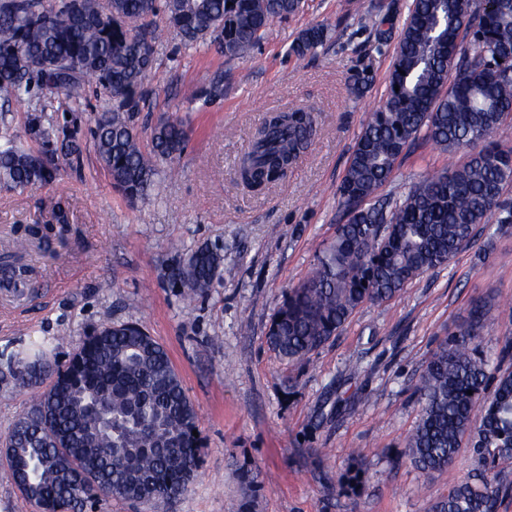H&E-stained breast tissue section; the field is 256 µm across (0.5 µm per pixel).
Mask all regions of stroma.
<instances>
[{
  "label": "stroma",
  "mask_w": 512,
  "mask_h": 512,
  "mask_svg": "<svg viewBox=\"0 0 512 512\" xmlns=\"http://www.w3.org/2000/svg\"><path fill=\"white\" fill-rule=\"evenodd\" d=\"M378 3L399 26L411 0H306L242 59L213 47L185 50L157 17L163 37L136 122L146 139L159 121L179 116L187 140L160 163L154 191L132 204L113 188L87 133L104 104L88 83L78 99L80 156L58 153L53 184L0 188V248L35 223L51 240L24 256L35 295L0 288V362L46 337L60 338L63 361L88 330L143 325L167 350L200 417L201 466L174 512H430L472 469L466 448L428 477L407 460L406 438L421 410L414 387L475 302L491 301L497 318L485 348L512 339V231L482 233L399 297L359 307L305 361L280 359L266 344L285 293L348 220L336 190L381 104L399 41L396 32L377 39L370 13ZM315 25L326 30L323 45L302 60L290 55L292 41ZM358 72L369 83L357 97L349 85ZM217 78L222 95L202 98ZM72 102L63 94L28 107L0 100V121L22 138L32 109L61 117ZM299 105L314 109L317 129L287 180L260 195L237 186V163L265 113ZM466 159V151L417 139L376 200L401 201L412 183ZM58 200L69 213L64 233L50 212ZM177 245L187 252L220 247V273L204 296L185 299L167 281ZM354 450L369 457L371 469L352 492L340 481Z\"/></svg>",
  "instance_id": "35a3bbf8"
}]
</instances>
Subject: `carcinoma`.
I'll use <instances>...</instances> for the list:
<instances>
[{
	"instance_id": "obj_1",
	"label": "carcinoma",
	"mask_w": 512,
	"mask_h": 512,
	"mask_svg": "<svg viewBox=\"0 0 512 512\" xmlns=\"http://www.w3.org/2000/svg\"><path fill=\"white\" fill-rule=\"evenodd\" d=\"M0 0V95L23 102L33 89L69 93L94 81L112 105L95 117L89 135L113 187L130 202L156 184L157 162L184 148L175 116L150 135L145 152L134 125L139 92L154 63L152 17L164 14L184 48L214 46L242 57L277 18L299 12L303 0ZM310 27L291 44L302 58L324 40ZM512 120V0H412L400 31L385 99L353 148L338 187L348 222L336 226L311 275L288 290L273 315L266 342L279 358L300 361L317 352L365 303L398 296L416 277L447 265L495 218L512 224V148L495 134ZM75 119L40 110L28 121L34 150L0 132V184L23 189L59 175L57 145L80 153ZM313 112L299 107L263 121L247 152L242 176L254 191L285 178L308 147ZM445 152L471 150L451 173L414 183L394 207L365 206L388 181L401 154L419 135ZM43 244L40 225L15 241L24 251ZM222 256L204 247L179 256L169 279L185 295L207 293ZM0 284L25 286L23 270L8 264ZM488 301L429 357L416 384L421 413L406 438L405 455L423 474L452 466L469 443L475 474L454 485L432 512H498L512 487L495 468L512 459V340L484 349L493 322ZM43 352L17 353L0 382L47 383L9 431L11 471L38 512H81L82 501L105 488L132 501L169 507L193 483L200 461L199 414L167 351L141 326L103 325L87 334L68 361L48 372ZM472 394H467V391ZM112 419V431L105 420ZM370 460L351 458L343 482L361 488Z\"/></svg>"
}]
</instances>
